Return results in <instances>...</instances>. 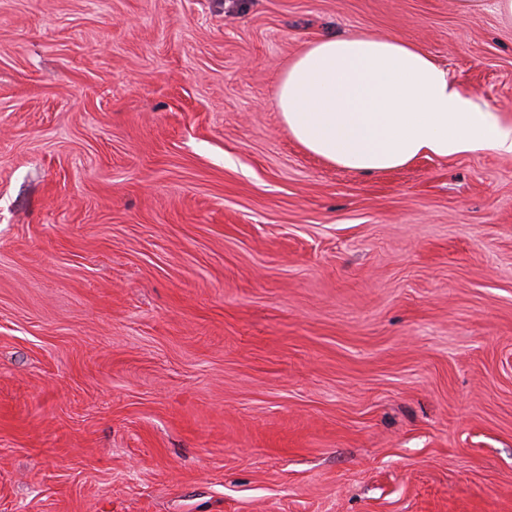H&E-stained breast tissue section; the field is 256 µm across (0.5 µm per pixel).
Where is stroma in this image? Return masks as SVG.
<instances>
[{
	"mask_svg": "<svg viewBox=\"0 0 512 512\" xmlns=\"http://www.w3.org/2000/svg\"><path fill=\"white\" fill-rule=\"evenodd\" d=\"M348 32L512 117L494 0H0V512H512V156L305 151Z\"/></svg>",
	"mask_w": 512,
	"mask_h": 512,
	"instance_id": "1",
	"label": "stroma"
}]
</instances>
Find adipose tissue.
<instances>
[{"instance_id":"adipose-tissue-1","label":"adipose tissue","mask_w":512,"mask_h":512,"mask_svg":"<svg viewBox=\"0 0 512 512\" xmlns=\"http://www.w3.org/2000/svg\"><path fill=\"white\" fill-rule=\"evenodd\" d=\"M275 105L289 135L361 174L422 156L512 154V122L481 106L427 50L361 33L316 39L282 71Z\"/></svg>"}]
</instances>
